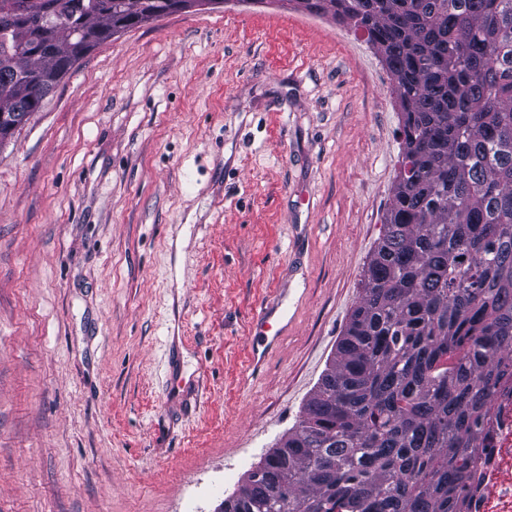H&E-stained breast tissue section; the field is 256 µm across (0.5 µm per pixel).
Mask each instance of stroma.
<instances>
[{
	"instance_id": "35a3bbf8",
	"label": "stroma",
	"mask_w": 512,
	"mask_h": 512,
	"mask_svg": "<svg viewBox=\"0 0 512 512\" xmlns=\"http://www.w3.org/2000/svg\"><path fill=\"white\" fill-rule=\"evenodd\" d=\"M400 122L365 35L286 0L70 70L0 148V512H219L334 357ZM270 309L261 311L254 319L252 328L255 335L252 336V356L255 360L258 357L259 348H262L260 357L265 356L269 346H272L280 337L283 326L271 322Z\"/></svg>"
}]
</instances>
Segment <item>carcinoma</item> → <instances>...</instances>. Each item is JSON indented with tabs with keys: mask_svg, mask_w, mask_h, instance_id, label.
<instances>
[{
	"mask_svg": "<svg viewBox=\"0 0 512 512\" xmlns=\"http://www.w3.org/2000/svg\"><path fill=\"white\" fill-rule=\"evenodd\" d=\"M162 0H0V113ZM367 36L402 113L363 293L302 415L223 512H472L512 384V0H291Z\"/></svg>",
	"mask_w": 512,
	"mask_h": 512,
	"instance_id": "1",
	"label": "carcinoma"
}]
</instances>
